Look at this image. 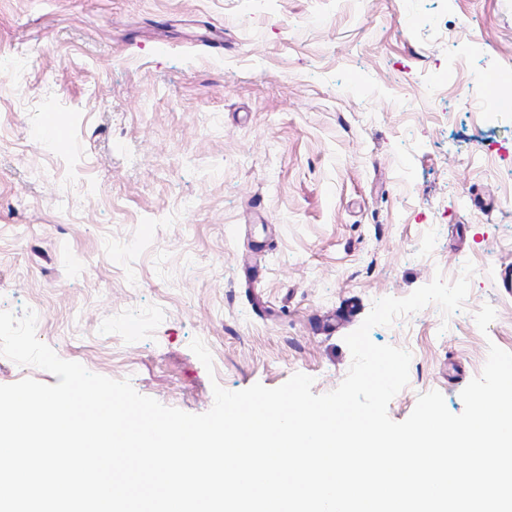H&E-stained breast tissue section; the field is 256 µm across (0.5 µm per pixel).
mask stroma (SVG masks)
<instances>
[{
    "instance_id": "1",
    "label": "stroma",
    "mask_w": 512,
    "mask_h": 512,
    "mask_svg": "<svg viewBox=\"0 0 512 512\" xmlns=\"http://www.w3.org/2000/svg\"><path fill=\"white\" fill-rule=\"evenodd\" d=\"M490 74L512 84V0H0V310L201 414L216 384L334 390L376 300L469 261L462 310L370 331L412 356L393 421L432 390L461 413L512 352Z\"/></svg>"
}]
</instances>
